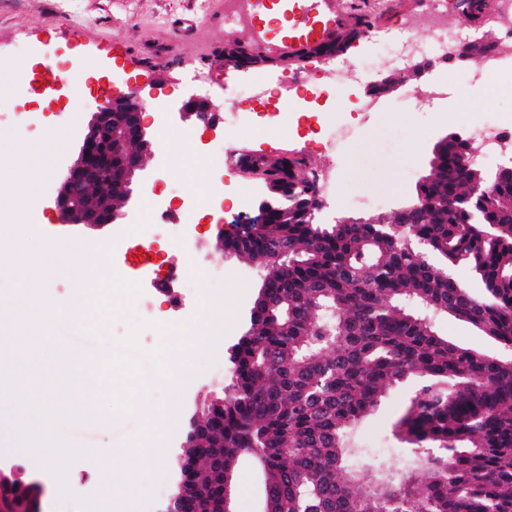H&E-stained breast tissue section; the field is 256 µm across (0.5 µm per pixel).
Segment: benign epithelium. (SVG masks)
Returning a JSON list of instances; mask_svg holds the SVG:
<instances>
[{
	"mask_svg": "<svg viewBox=\"0 0 512 512\" xmlns=\"http://www.w3.org/2000/svg\"><path fill=\"white\" fill-rule=\"evenodd\" d=\"M488 52L482 41L474 40L458 44L451 58L478 63L487 59ZM319 56L300 47L275 54L263 51L252 66L291 67ZM145 112L146 103L134 90L97 104L81 134L77 157L68 165L56 191L55 208L63 223L98 228L123 218L122 206L131 199L137 180L157 152L156 141L146 133ZM212 112L209 99L199 95L190 96L178 109L180 117L193 116L205 129L211 124ZM206 429L203 415L193 417L181 447L197 446ZM185 484L184 479L178 481L177 491L158 512H183L189 499Z\"/></svg>",
	"mask_w": 512,
	"mask_h": 512,
	"instance_id": "1",
	"label": "benign epithelium"
}]
</instances>
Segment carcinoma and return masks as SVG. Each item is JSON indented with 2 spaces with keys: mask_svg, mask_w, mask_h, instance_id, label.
I'll return each instance as SVG.
<instances>
[{
  "mask_svg": "<svg viewBox=\"0 0 512 512\" xmlns=\"http://www.w3.org/2000/svg\"><path fill=\"white\" fill-rule=\"evenodd\" d=\"M457 6L482 22L483 0ZM350 36L339 28L317 49L337 52ZM469 154L448 135L417 189L430 205L407 224L312 221L295 209L311 185L305 161L242 156L275 189L266 223L243 232L275 308L231 348L223 396L202 405L210 434L182 449L194 512H222L224 473L244 456L260 467L274 512H512V161L478 192L484 169L461 171ZM435 313L470 323L507 355L438 334ZM409 378L418 385L399 426L418 452L402 474L364 483L351 471L362 453L351 433ZM41 493L0 473V512Z\"/></svg>",
  "mask_w": 512,
  "mask_h": 512,
  "instance_id": "1",
  "label": "carcinoma"
}]
</instances>
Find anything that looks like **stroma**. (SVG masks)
Returning a JSON list of instances; mask_svg holds the SVG:
<instances>
[{"mask_svg":"<svg viewBox=\"0 0 512 512\" xmlns=\"http://www.w3.org/2000/svg\"><path fill=\"white\" fill-rule=\"evenodd\" d=\"M372 0H322L319 18L330 25L351 21L360 15L374 23H388L390 16L374 12ZM267 7L255 19L252 31L228 35L224 30V0H0V71L11 69L32 76L30 85L14 91L0 80V186L10 196L0 200V324L22 317L20 296L38 292L49 282L55 299L65 300L72 291L74 276L95 282L102 278L132 280L136 261L126 260L129 238L140 235L165 243L171 231L139 221L145 198L153 184L194 197L201 211L210 208L215 180L208 144L223 138L240 150L268 156L304 155L309 171L325 170L318 153L303 154L299 138L282 139L268 127L247 117L239 124L216 125L200 130L191 120L174 119L165 132L163 151L166 165L138 190L123 208L117 224L89 228L65 224L55 211L56 189L66 167L75 158L80 135L96 106L83 90H75L58 101L45 99L39 82L47 59H71L89 66L96 64L105 75L104 86L113 80L136 88L149 111L145 123L150 132L158 127L150 111L157 101L179 104L189 94V77L199 70L208 73L205 97L216 112H224L225 102L234 96L237 75L225 71L220 58L232 39L252 40L262 32L270 50L293 43L292 23L287 20L293 0H266ZM279 20L277 30L264 28L268 16ZM428 97L418 107L403 104L402 89L381 98L377 112L346 114L348 134L338 143L341 199L322 212L324 223L341 217L371 219L393 216L416 195V188L430 171L429 163L438 141L453 133L463 112L484 115L495 110L498 117L512 123V93L488 104L484 94L473 96L466 111L452 104L454 86L447 70H427L420 80ZM50 164L37 184H30L28 170L40 156ZM187 238L186 249H167L166 260L182 265L194 256L223 281V288L182 289L183 307L172 315L164 294L151 284L141 293L155 303L154 319L143 316L138 303L123 293L112 297V319L108 334L88 332L81 314L45 329L34 346L45 356L63 351L79 364H105L111 358L133 357L141 367L138 380L125 379L122 386L107 389L96 399L97 417H84L79 403H71L64 421L56 430L81 457L67 468L74 494L92 501L89 512H100V461L106 454L130 447L142 440L145 421L135 401L175 405L178 418L156 415L152 424V446L166 449L161 461L146 466L141 473V490L125 506V512H156L159 503L174 489L176 463L183 432L189 418L198 413L206 399L223 395L229 381L228 348L236 343L249 319L250 309L263 278L262 268L238 256H226L216 249L217 227L180 224ZM100 242L109 243L108 254L97 251ZM66 247L73 266L59 263L56 253ZM224 302V330L219 345L205 343L193 359V377L179 390L154 376V356L169 324L187 327L188 317L199 316L213 300ZM135 328L137 341L126 331ZM438 332L473 349L495 355L500 347L471 324L450 316L436 320ZM415 387L407 380L392 385L380 406L367 417L357 432L363 451L360 468L366 476L383 469H397L408 463L413 448L404 442L399 421ZM18 465L23 477L36 478L45 488L42 512H79L57 506L52 493L55 475L45 454L25 449L0 454V469ZM237 512H263V475L251 459H243L235 473Z\"/></svg>","mask_w":512,"mask_h":512,"instance_id":"obj_1","label":"stroma"}]
</instances>
